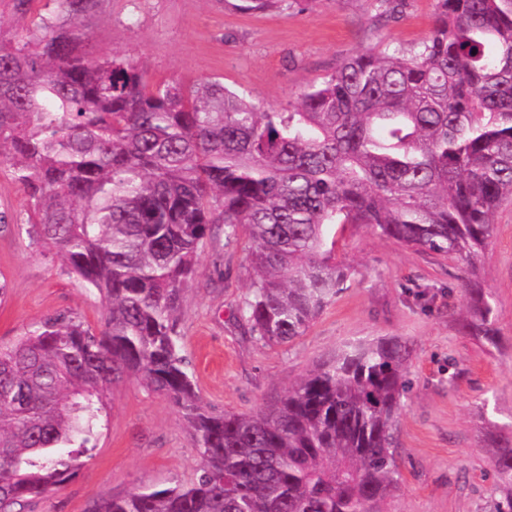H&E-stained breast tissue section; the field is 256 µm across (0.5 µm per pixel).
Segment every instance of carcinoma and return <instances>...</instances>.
Segmentation results:
<instances>
[{"mask_svg": "<svg viewBox=\"0 0 512 512\" xmlns=\"http://www.w3.org/2000/svg\"><path fill=\"white\" fill-rule=\"evenodd\" d=\"M0 0V159L27 193L26 233L104 303L0 344V512L64 484L127 378L169 399L201 464L187 483L108 495L90 512H383L402 483L411 389L397 336L350 342L260 411L215 414L181 354L183 289L211 226L245 244L240 312L265 343L303 335L346 284L336 224H364L471 266L459 330L490 344L476 261L512 200V0H435L426 40L366 49L275 112L203 79L152 84L137 60L83 49L100 0ZM492 512H512V440L495 442Z\"/></svg>", "mask_w": 512, "mask_h": 512, "instance_id": "carcinoma-1", "label": "carcinoma"}]
</instances>
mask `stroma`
<instances>
[{
	"instance_id": "stroma-1",
	"label": "stroma",
	"mask_w": 512,
	"mask_h": 512,
	"mask_svg": "<svg viewBox=\"0 0 512 512\" xmlns=\"http://www.w3.org/2000/svg\"><path fill=\"white\" fill-rule=\"evenodd\" d=\"M434 0H311L254 12L241 0H101L85 22L89 51L127 55L151 81L193 86L218 78L267 108L283 110L348 56L369 48H412L432 26ZM27 197L0 164V341L46 316L69 311L101 328L103 303L31 245L19 217ZM496 234L477 266L492 292L496 344L463 335L464 261L380 237L365 225L336 231L346 288L293 344L251 335L240 318L252 269L243 246H225L213 225L198 274L184 289L178 330L208 410L252 414L283 396L317 362L353 339L399 336L412 347V389L396 432L403 482L389 512H488L494 495L488 444L512 421V202L494 216ZM200 463L175 405L136 380L106 399L92 458L24 512H89L107 494L190 481Z\"/></svg>"
}]
</instances>
